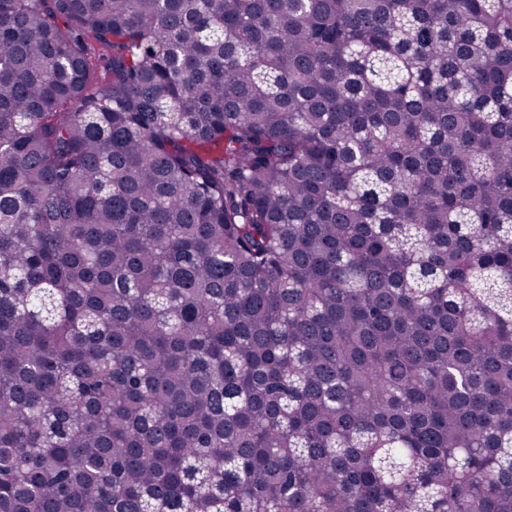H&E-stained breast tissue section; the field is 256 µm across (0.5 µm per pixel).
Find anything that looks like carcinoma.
<instances>
[{
	"label": "carcinoma",
	"mask_w": 512,
	"mask_h": 512,
	"mask_svg": "<svg viewBox=\"0 0 512 512\" xmlns=\"http://www.w3.org/2000/svg\"><path fill=\"white\" fill-rule=\"evenodd\" d=\"M0 512H512V0H0Z\"/></svg>",
	"instance_id": "carcinoma-1"
}]
</instances>
